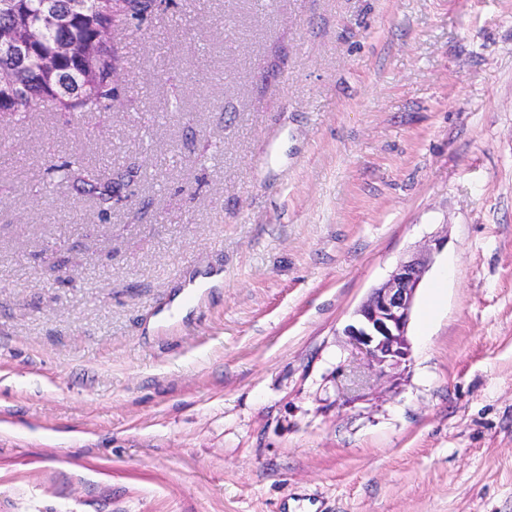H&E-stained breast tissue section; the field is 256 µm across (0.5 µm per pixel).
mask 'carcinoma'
<instances>
[{"label": "carcinoma", "mask_w": 512, "mask_h": 512, "mask_svg": "<svg viewBox=\"0 0 512 512\" xmlns=\"http://www.w3.org/2000/svg\"><path fill=\"white\" fill-rule=\"evenodd\" d=\"M74 0H0V26L18 22L36 25L48 11L67 13ZM85 16L64 30L50 32L34 41L30 55L49 56L62 39L78 44L82 55L58 57L53 76L34 75L11 56L0 52V74L20 84L19 94L0 100V114L15 124L24 123L44 100L58 112H107L112 110L116 87L112 80L115 51L108 34L115 28H140L163 0H82ZM87 192L104 204H112V183H100L93 175L84 180Z\"/></svg>", "instance_id": "carcinoma-1"}]
</instances>
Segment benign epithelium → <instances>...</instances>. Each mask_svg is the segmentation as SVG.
I'll use <instances>...</instances> for the list:
<instances>
[{"label":"benign epithelium","mask_w":512,"mask_h":512,"mask_svg":"<svg viewBox=\"0 0 512 512\" xmlns=\"http://www.w3.org/2000/svg\"><path fill=\"white\" fill-rule=\"evenodd\" d=\"M0 46L25 61V33L12 34L9 41ZM441 245L442 242L435 239L423 254L401 263L386 283L372 289L344 328L349 346L382 374L410 358L408 328L415 294L431 255Z\"/></svg>","instance_id":"1"}]
</instances>
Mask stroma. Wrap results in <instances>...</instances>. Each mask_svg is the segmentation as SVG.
<instances>
[{
	"label": "stroma",
	"mask_w": 512,
	"mask_h": 512,
	"mask_svg": "<svg viewBox=\"0 0 512 512\" xmlns=\"http://www.w3.org/2000/svg\"><path fill=\"white\" fill-rule=\"evenodd\" d=\"M110 38L111 111L0 122V512H512V0ZM434 239L377 377L343 328ZM87 177L88 178L83 181V183L89 187L87 192L96 194L103 204H108V207L103 208L100 212V218L106 221L108 220V210L112 207V194L114 192L112 181L100 183L95 176L89 173H87Z\"/></svg>",
	"instance_id": "1"
}]
</instances>
